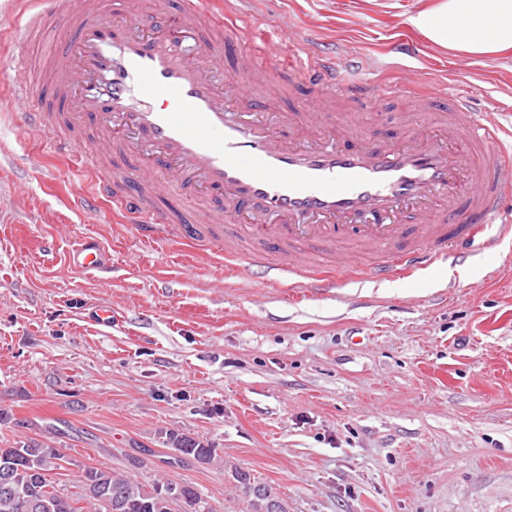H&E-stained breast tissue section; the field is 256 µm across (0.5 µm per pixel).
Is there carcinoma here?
<instances>
[{"mask_svg": "<svg viewBox=\"0 0 512 512\" xmlns=\"http://www.w3.org/2000/svg\"><path fill=\"white\" fill-rule=\"evenodd\" d=\"M173 450L199 464L216 458V449L193 438L169 433ZM60 459L57 449L39 443L0 448V475L8 476L0 484V512H82L84 501L92 512H211L208 501L190 483L154 482L145 487L132 481L123 470L83 471L82 493H66L47 478L53 461ZM248 496V512H288L287 505L273 487L259 483L242 470L232 471Z\"/></svg>", "mask_w": 512, "mask_h": 512, "instance_id": "cac0c4a2", "label": "carcinoma"}]
</instances>
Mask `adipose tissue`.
<instances>
[{
    "instance_id": "1",
    "label": "adipose tissue",
    "mask_w": 512,
    "mask_h": 512,
    "mask_svg": "<svg viewBox=\"0 0 512 512\" xmlns=\"http://www.w3.org/2000/svg\"><path fill=\"white\" fill-rule=\"evenodd\" d=\"M408 22L431 44L477 60L512 54V0H436Z\"/></svg>"
}]
</instances>
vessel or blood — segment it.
I'll return each instance as SVG.
<instances>
[{
    "label": "vessel or blood",
    "instance_id": "b4317fda",
    "mask_svg": "<svg viewBox=\"0 0 512 512\" xmlns=\"http://www.w3.org/2000/svg\"><path fill=\"white\" fill-rule=\"evenodd\" d=\"M106 2L29 0L14 30L30 37L51 18L71 34L39 84L15 68L8 101L23 132L52 136L89 180L85 211L110 204L144 243L179 242L228 279L254 265L235 237L252 239L277 253L298 297L512 241V128L447 85L419 93L408 40L392 43L397 76L385 81L292 28L279 44L240 50L238 0H178L174 13ZM389 100L403 105L397 134L361 135L360 110ZM51 101L96 138L56 136ZM174 188L183 208L162 204ZM72 261L112 271L90 236Z\"/></svg>",
    "mask_w": 512,
    "mask_h": 512
}]
</instances>
